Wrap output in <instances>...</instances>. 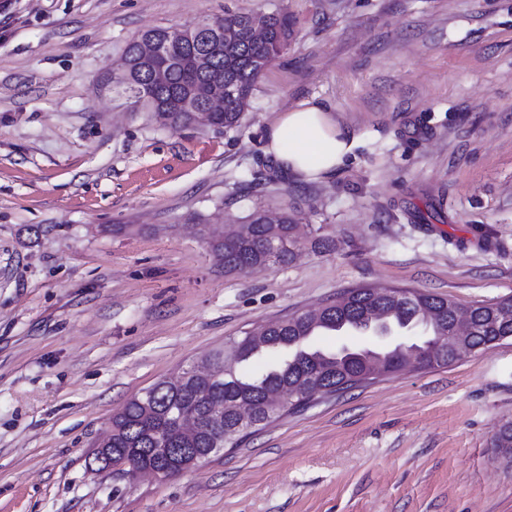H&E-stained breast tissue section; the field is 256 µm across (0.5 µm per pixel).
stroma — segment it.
Segmentation results:
<instances>
[{
  "label": "stroma",
  "instance_id": "stroma-1",
  "mask_svg": "<svg viewBox=\"0 0 512 512\" xmlns=\"http://www.w3.org/2000/svg\"><path fill=\"white\" fill-rule=\"evenodd\" d=\"M227 10L294 22L238 127L174 131L105 84L134 36ZM313 97L366 144L304 183L264 131ZM255 205L332 248L225 271L208 241ZM358 287L512 297V0H0V512H512V338L176 476L94 463L129 398Z\"/></svg>",
  "mask_w": 512,
  "mask_h": 512
}]
</instances>
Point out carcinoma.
<instances>
[{
    "label": "carcinoma",
    "mask_w": 512,
    "mask_h": 512,
    "mask_svg": "<svg viewBox=\"0 0 512 512\" xmlns=\"http://www.w3.org/2000/svg\"><path fill=\"white\" fill-rule=\"evenodd\" d=\"M265 38L256 41L249 30L252 15L226 12L205 19L192 28L154 27L142 32L125 48L130 66L112 75V87L121 89L133 103L154 114L160 125L177 130L193 124L191 113L206 105L208 95L217 88L224 90L223 111L214 114L211 127L232 129L244 112L258 79L269 64L287 48L293 23L286 12L266 15ZM154 40L166 47L169 69L166 81L153 82L144 46ZM264 211L256 206L247 223L232 227L228 235L246 233L232 249L224 248V238L209 241L211 250L224 261V267L236 269L242 260L258 259L266 244L282 238L296 224L294 215L283 213L281 225L263 222ZM455 302L429 293L386 287L360 288L336 296L319 309L318 319L305 314L269 324V332L258 347L241 337L225 350L212 352L205 362L219 370L213 377L188 376L177 384L160 380L153 385L152 396L137 395L113 416L105 436L112 455L124 458L130 466L123 474L134 476L145 467L173 468L166 448H235L243 439L281 416L270 407L274 395L296 394L291 408L307 405V385L318 382L333 393H343L363 385L370 366L368 356H382L394 373L401 372L404 353L396 347L381 350L353 349L324 351L311 345L312 338L323 331L359 330L376 314L395 325L405 326L423 309L441 315L440 327L449 324ZM512 300L480 303L470 309L474 332L468 337L466 350L489 347L512 337V315L502 311ZM425 357L423 367H446L457 360L454 346L445 333L429 330L420 343ZM257 357H266L263 367L252 366ZM251 403L256 425L231 431L239 402ZM224 406V419L211 424V411ZM184 413L201 424L193 434L182 431L176 419Z\"/></svg>",
    "instance_id": "cac0c4a2"
}]
</instances>
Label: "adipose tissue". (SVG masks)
Wrapping results in <instances>:
<instances>
[{
  "label": "adipose tissue",
  "instance_id": "1",
  "mask_svg": "<svg viewBox=\"0 0 512 512\" xmlns=\"http://www.w3.org/2000/svg\"><path fill=\"white\" fill-rule=\"evenodd\" d=\"M265 152L301 182L323 181L354 158L362 138L343 127L332 108L314 99L278 113L265 129Z\"/></svg>",
  "mask_w": 512,
  "mask_h": 512
}]
</instances>
